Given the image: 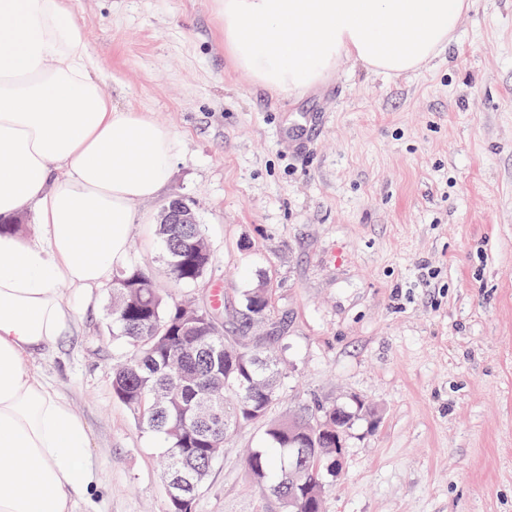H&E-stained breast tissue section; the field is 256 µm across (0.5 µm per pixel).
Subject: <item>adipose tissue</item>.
Wrapping results in <instances>:
<instances>
[{
	"label": "adipose tissue",
	"mask_w": 512,
	"mask_h": 512,
	"mask_svg": "<svg viewBox=\"0 0 512 512\" xmlns=\"http://www.w3.org/2000/svg\"><path fill=\"white\" fill-rule=\"evenodd\" d=\"M470 0H221L224 47L262 87L316 86L348 58L395 78L430 66ZM66 0H0V512H76L101 482L85 420L35 356L70 330L63 288L103 287L155 199L174 133L113 107Z\"/></svg>",
	"instance_id": "obj_1"
}]
</instances>
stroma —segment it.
Wrapping results in <instances>:
<instances>
[{
  "instance_id": "1",
  "label": "stroma",
  "mask_w": 512,
  "mask_h": 512,
  "mask_svg": "<svg viewBox=\"0 0 512 512\" xmlns=\"http://www.w3.org/2000/svg\"><path fill=\"white\" fill-rule=\"evenodd\" d=\"M471 2L429 69L384 79L343 59L274 96L227 55L217 0H69L105 95L178 140L123 269L222 321L272 288L269 319L287 326L272 416L316 399L377 410L356 417L324 512H512V0ZM176 198L211 245L200 285L160 258ZM70 301L39 364L91 430L97 512H164V442L112 392L127 355L112 294ZM265 445L260 426L238 429L194 512H279L246 463Z\"/></svg>"
}]
</instances>
